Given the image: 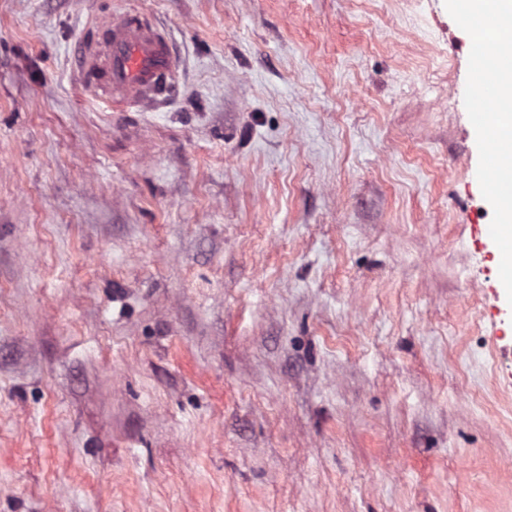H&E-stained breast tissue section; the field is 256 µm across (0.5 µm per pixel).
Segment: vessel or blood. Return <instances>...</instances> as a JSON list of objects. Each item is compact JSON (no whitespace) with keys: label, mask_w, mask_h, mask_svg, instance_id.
Wrapping results in <instances>:
<instances>
[{"label":"vessel or blood","mask_w":512,"mask_h":512,"mask_svg":"<svg viewBox=\"0 0 512 512\" xmlns=\"http://www.w3.org/2000/svg\"><path fill=\"white\" fill-rule=\"evenodd\" d=\"M95 39L81 43L75 75L84 91L115 111L155 104L174 77L172 41L153 19L131 10L96 23Z\"/></svg>","instance_id":"1"}]
</instances>
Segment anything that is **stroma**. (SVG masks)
<instances>
[{
	"label": "stroma",
	"instance_id": "35a3bbf8",
	"mask_svg": "<svg viewBox=\"0 0 512 512\" xmlns=\"http://www.w3.org/2000/svg\"><path fill=\"white\" fill-rule=\"evenodd\" d=\"M176 54L77 84L93 21ZM444 0H0V512H512V331ZM95 39L79 45L75 75L95 99L115 112L155 104L174 77L172 41L166 29L136 10L96 23Z\"/></svg>",
	"mask_w": 512,
	"mask_h": 512
}]
</instances>
